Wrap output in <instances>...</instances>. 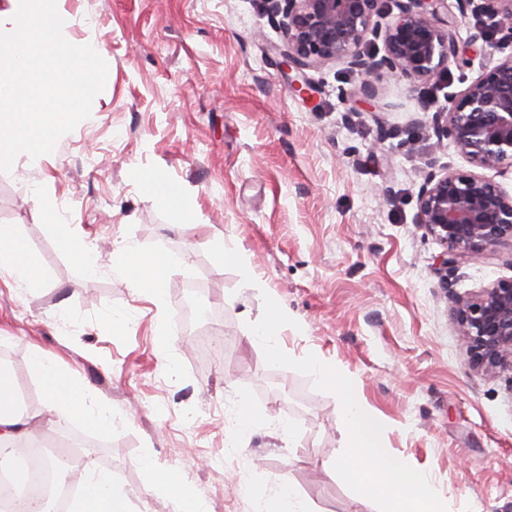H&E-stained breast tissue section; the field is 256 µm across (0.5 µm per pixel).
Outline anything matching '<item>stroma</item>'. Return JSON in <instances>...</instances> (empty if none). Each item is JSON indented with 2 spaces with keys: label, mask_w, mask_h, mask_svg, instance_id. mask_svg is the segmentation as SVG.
<instances>
[{
  "label": "stroma",
  "mask_w": 512,
  "mask_h": 512,
  "mask_svg": "<svg viewBox=\"0 0 512 512\" xmlns=\"http://www.w3.org/2000/svg\"><path fill=\"white\" fill-rule=\"evenodd\" d=\"M65 7L66 39L103 51L109 98L42 168L18 158L0 172V224L16 225L44 280L28 291L0 277V363L27 410L44 409L30 366L38 349L111 407L112 433L68 428L99 444L98 465L133 512L177 510L151 486L146 459L177 472L201 512H262L284 481L314 512H385L339 466L341 401L306 366L316 354L358 382L388 447L431 478L447 512H512V372L470 366L448 298L512 279V245L444 271L442 246L415 222L417 193L427 161L470 164L418 124L411 85L383 79L376 103H364L360 74L340 60L307 70L298 95L264 0ZM473 31V19L459 21L470 65L426 85L432 109L487 64ZM382 124L409 133L381 143ZM138 169L182 189L195 223L145 196ZM35 187L95 249L97 275L59 249L30 199ZM385 187L394 205L383 203ZM119 246L175 258L163 303L113 271ZM223 246L241 263L222 262ZM276 311L288 318L279 363L252 340ZM115 313L125 320L117 333L107 323ZM200 328L223 336V358L192 353L186 334ZM242 398L272 424L237 431Z\"/></svg>",
  "instance_id": "1"
}]
</instances>
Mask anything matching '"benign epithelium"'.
I'll return each instance as SVG.
<instances>
[{
  "instance_id": "7a95c632",
  "label": "benign epithelium",
  "mask_w": 512,
  "mask_h": 512,
  "mask_svg": "<svg viewBox=\"0 0 512 512\" xmlns=\"http://www.w3.org/2000/svg\"><path fill=\"white\" fill-rule=\"evenodd\" d=\"M281 18L278 52L296 74L291 88L307 93L305 71L344 60L362 77L364 100L376 97L378 83L395 75L418 87L467 64L456 34L458 18L482 21L471 43L482 42L490 62L463 90L448 95V107L434 113L437 139H448L474 170L428 172L417 196L416 223L444 248L442 265L453 269L469 257L512 241V192L478 170H512V54L494 59L512 45V0H265ZM373 39L383 54L372 52ZM453 318L472 368L512 370V279L468 295H451Z\"/></svg>"
}]
</instances>
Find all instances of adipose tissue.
<instances>
[{
  "label": "adipose tissue",
  "mask_w": 512,
  "mask_h": 512,
  "mask_svg": "<svg viewBox=\"0 0 512 512\" xmlns=\"http://www.w3.org/2000/svg\"><path fill=\"white\" fill-rule=\"evenodd\" d=\"M137 181L157 206L178 213L182 222L193 221V210L179 188L167 184L153 171L139 172ZM31 199L53 230L60 248L79 269L95 273L96 264L90 249L64 224L57 205L36 191L32 192ZM112 265L125 273L134 292L159 302L174 262L161 248L149 254L122 248L113 251ZM0 275L8 276L21 288L33 290L43 285L36 260L13 224H0ZM307 363L321 380L339 387L343 407L342 470L361 487L375 490L391 504V512H443L441 496L427 476L401 463L388 448L385 426L365 403L356 383L340 376L336 368L320 358H308ZM31 364L44 392L45 411L41 416L44 426L57 428L62 423L78 420L97 431L111 432V410L95 405L89 390L76 381L69 369L37 350L31 353ZM31 421V415L19 403L10 372L0 366V456L16 455L25 450ZM80 488L71 512H131L128 497L115 488L108 470L85 465Z\"/></svg>",
  "instance_id": "1"
}]
</instances>
